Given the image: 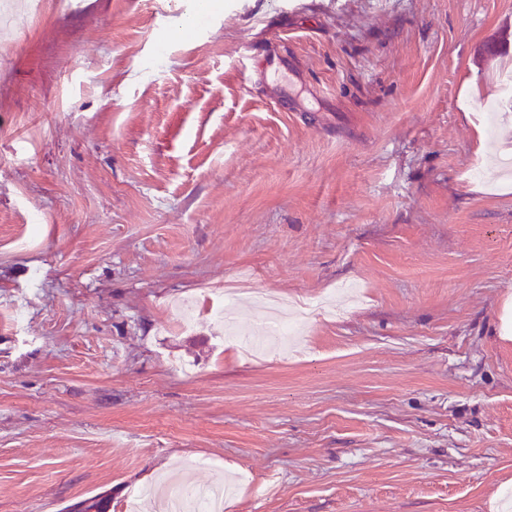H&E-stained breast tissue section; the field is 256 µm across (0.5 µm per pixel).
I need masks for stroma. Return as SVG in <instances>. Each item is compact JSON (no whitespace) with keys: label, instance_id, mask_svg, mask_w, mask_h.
I'll use <instances>...</instances> for the list:
<instances>
[{"label":"stroma","instance_id":"obj_1","mask_svg":"<svg viewBox=\"0 0 512 512\" xmlns=\"http://www.w3.org/2000/svg\"><path fill=\"white\" fill-rule=\"evenodd\" d=\"M287 56L280 99L256 67ZM512 0H40L0 26V512H503ZM483 161L481 178L468 170ZM268 307L323 300L298 352ZM179 502L178 512H223V498L212 499L203 492H197L189 488L176 490Z\"/></svg>","mask_w":512,"mask_h":512}]
</instances>
